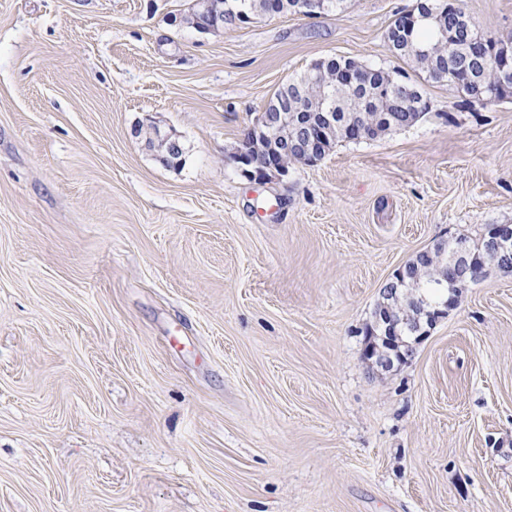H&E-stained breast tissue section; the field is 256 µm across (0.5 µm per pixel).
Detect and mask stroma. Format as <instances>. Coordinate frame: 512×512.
<instances>
[{
  "instance_id": "obj_1",
  "label": "stroma",
  "mask_w": 512,
  "mask_h": 512,
  "mask_svg": "<svg viewBox=\"0 0 512 512\" xmlns=\"http://www.w3.org/2000/svg\"><path fill=\"white\" fill-rule=\"evenodd\" d=\"M415 4L202 34L190 0H0V512H512V272L363 356L398 268L512 224V100L396 56ZM457 4L512 42V0ZM340 56L428 113L250 181L246 129ZM147 130L149 134L148 138L160 140L163 144H167V151H165V155L159 156L160 161L167 165L177 162V159L182 152V147L179 141L173 139L169 134L162 133L157 126L148 125ZM251 140L248 135V131L244 135V138L241 142L240 147L237 149L236 153L233 156V160L241 166V168L244 170L245 174L254 179L258 182H263L269 177L270 172H276L279 175H284L288 172L286 168H277L276 163H273L271 166H269L270 171L267 170H249L246 169L250 166V150H251Z\"/></svg>"
}]
</instances>
